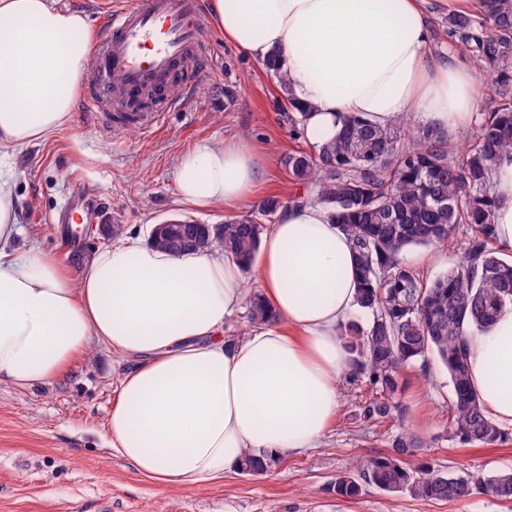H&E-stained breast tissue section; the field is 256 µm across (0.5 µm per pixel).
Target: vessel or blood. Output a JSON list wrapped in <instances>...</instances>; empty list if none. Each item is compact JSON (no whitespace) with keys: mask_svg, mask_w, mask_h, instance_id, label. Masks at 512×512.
<instances>
[{"mask_svg":"<svg viewBox=\"0 0 512 512\" xmlns=\"http://www.w3.org/2000/svg\"><path fill=\"white\" fill-rule=\"evenodd\" d=\"M199 0H141L105 9L83 97L102 124L150 132L204 74Z\"/></svg>","mask_w":512,"mask_h":512,"instance_id":"vessel-or-blood-1","label":"vessel or blood"}]
</instances>
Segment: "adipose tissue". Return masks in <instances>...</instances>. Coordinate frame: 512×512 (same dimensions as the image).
<instances>
[{"mask_svg": "<svg viewBox=\"0 0 512 512\" xmlns=\"http://www.w3.org/2000/svg\"><path fill=\"white\" fill-rule=\"evenodd\" d=\"M224 37L286 71L311 146L347 121L383 128L413 116L466 132L484 76L455 51L435 53L436 12L481 0H207ZM85 17L47 0H0V150L70 123L90 63ZM264 165L243 139L205 143L176 171L183 204L258 201ZM494 244L512 253V152L492 174ZM11 178L0 174V383L61 377L97 349L129 365L108 413L111 454L162 488L223 479L253 453L268 460L316 447L336 418L353 368L340 328L356 308L349 237L318 204L287 206L255 263L270 322L239 336L224 323L245 302L240 262L173 256L140 237L100 249L80 272L14 242ZM471 382L488 416L512 430V305L469 335Z\"/></svg>", "mask_w": 512, "mask_h": 512, "instance_id": "adipose-tissue-1", "label": "adipose tissue"}]
</instances>
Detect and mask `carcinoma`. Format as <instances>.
<instances>
[{
    "label": "carcinoma",
    "instance_id": "obj_1",
    "mask_svg": "<svg viewBox=\"0 0 512 512\" xmlns=\"http://www.w3.org/2000/svg\"><path fill=\"white\" fill-rule=\"evenodd\" d=\"M448 44L491 75L494 99L477 119L467 148L453 152L448 131L419 126L401 141V133L350 120L341 135L314 150L286 155L283 165L296 184L311 194L288 198L292 203L325 206L349 237L356 261L359 311L366 323L347 321L341 335L354 355V371L367 379L369 421L391 417L409 366L434 360L448 373L452 400L448 408L451 438L467 445H493L509 435L486 416L469 380L465 345L472 329L492 325L512 302V262L492 247L494 187L491 180L499 155L512 151V0H483L477 14L448 18ZM267 70L280 90V106L291 132L306 113L294 101L286 73L271 63ZM283 199L269 197L255 210L220 224L224 252L252 266L266 222ZM192 224H170L167 238L153 245L173 255L189 249L183 238ZM465 235L459 262L427 284L404 261L413 246L450 244ZM270 321L260 297L249 304V322ZM426 440L399 429L387 452L338 477L336 494L351 500L367 486L389 494L463 502L482 491L512 501V472L490 477H455L417 458ZM268 464L251 453L239 471L259 475Z\"/></svg>",
    "mask_w": 512,
    "mask_h": 512
}]
</instances>
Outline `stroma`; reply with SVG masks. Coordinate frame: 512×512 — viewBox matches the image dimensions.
I'll use <instances>...</instances> for the list:
<instances>
[{
  "instance_id": "35a3bbf8",
  "label": "stroma",
  "mask_w": 512,
  "mask_h": 512,
  "mask_svg": "<svg viewBox=\"0 0 512 512\" xmlns=\"http://www.w3.org/2000/svg\"><path fill=\"white\" fill-rule=\"evenodd\" d=\"M203 53L208 72L152 135L133 127L102 135L77 111L59 131L0 153V170L12 176L24 229L18 247L37 245L80 270L107 241L95 230L79 248L67 245L66 227L54 218L77 198L89 215L109 212L125 232L144 238L153 225L178 216L220 224L245 214L244 204L232 211L180 203L176 169L188 151L204 143L253 144L265 162L260 197L300 192L282 159L310 146L283 122L273 77L225 42L210 21ZM228 87L236 93L231 103L224 98ZM459 256L456 248H414L405 261L430 281ZM123 369L110 352L99 350L51 382L29 388L0 384V512H512V503L481 493L457 503L374 488L353 500L336 496V479L385 452L401 426L430 440L420 457L451 473L488 477L512 471V440L472 447L449 438L451 385L437 363L404 371L399 408L386 421L364 419L368 387L348 374L341 380L336 421L319 447L276 460L261 475L236 471L220 483L172 489L156 486L106 450L107 414Z\"/></svg>"
}]
</instances>
